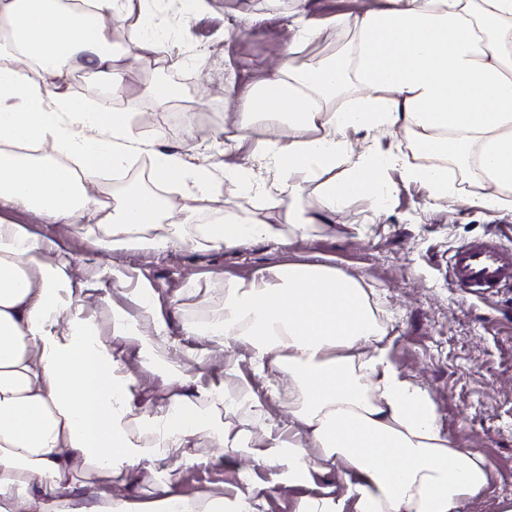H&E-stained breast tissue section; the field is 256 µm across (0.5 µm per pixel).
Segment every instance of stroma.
<instances>
[{
	"mask_svg": "<svg viewBox=\"0 0 512 512\" xmlns=\"http://www.w3.org/2000/svg\"><path fill=\"white\" fill-rule=\"evenodd\" d=\"M379 2L309 0L307 15L320 34L297 55V62L341 57L351 35L337 33L331 18ZM296 8L295 0H205L201 9L192 11L181 0H145L144 11L167 35L161 48L146 58L132 33L136 18H129L125 27L111 28L112 41L122 48L116 67L124 77L111 107L130 114L139 150L124 169L102 173L90 187L93 195L110 206L121 203L129 192L123 184L127 174L151 171L153 152L162 150L181 154L190 167L213 173L211 187L191 201L199 223H213L227 213L256 221L283 219L284 208L265 167L255 166L258 188L247 191L225 179L224 166L250 160L251 145L234 141L240 98L270 78L265 63L270 49L287 52ZM249 14L263 17L253 32L244 26ZM176 57L182 58V65H173ZM153 83L172 89L166 103L145 95V87ZM374 142L393 148L410 164L437 161L436 156L417 152L397 128L349 133L346 148L357 154ZM448 169L455 179L454 199L427 203L423 191L407 185L394 168L386 175L392 193L383 215H375L369 197L356 196L332 215L329 228L314 242L287 251L256 242L224 252L193 242L163 253L135 248L112 252L99 246L102 229L83 232L72 224L40 223L21 209L0 211L1 217L54 238L73 263L101 272L108 287L89 291L88 314L114 359L133 379L143 415L162 413L172 395L203 387L248 391L266 417L261 424L247 409L228 401L211 402L213 429L183 447L165 449L161 460L137 468L128 481L99 480L96 491L147 502L153 485L166 480L191 502L223 500L227 512L241 494L254 495L259 512H300L305 501L321 496L327 487L335 488L337 498H345L342 466L323 470L319 451L309 440L301 442L311 461L302 480L288 481L283 466L253 462V452L268 443L267 426L287 423L298 409L288 401L287 376L270 368L258 372L244 343L222 350L184 333L186 325L203 323L223 309L225 291L233 282L270 266L308 262L319 255L364 278L372 307L389 326L394 363L431 394L449 440L482 454L490 475L488 492L462 512H502L512 501V285L488 295H463L453 282L449 256L455 248L480 240L512 251V212L477 205L479 186L471 168L452 163ZM116 273L153 290L155 313L164 322L160 343L167 367L143 363L137 345L118 335L115 308L142 323L148 316L131 301L128 288L112 285ZM218 430L241 436V447L216 450Z\"/></svg>",
	"mask_w": 512,
	"mask_h": 512,
	"instance_id": "35a3bbf8",
	"label": "stroma"
}]
</instances>
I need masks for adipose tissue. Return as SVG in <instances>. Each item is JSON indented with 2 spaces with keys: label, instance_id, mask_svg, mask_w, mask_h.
Returning <instances> with one entry per match:
<instances>
[{
  "label": "adipose tissue",
  "instance_id": "obj_1",
  "mask_svg": "<svg viewBox=\"0 0 512 512\" xmlns=\"http://www.w3.org/2000/svg\"><path fill=\"white\" fill-rule=\"evenodd\" d=\"M91 4L85 11L62 0H0V30L14 49L0 55V206L22 207L45 224L102 226L106 249L182 248L184 226L196 220L192 207L182 223L165 224L156 197L135 193L109 208L88 191L103 169L123 167L134 143L129 113L88 110L67 91L68 70L80 63L95 79L118 83L120 50L109 23L134 12L136 0ZM333 23L354 32L346 62L313 59L301 67L285 54L272 79L241 103L235 139L253 141L266 162L286 222L228 216L200 226L201 240L227 251L314 240L353 195L370 196L385 212L391 187L384 174L398 166L428 200L453 196L447 165L403 167L377 145L351 156L345 138L352 130L401 127L418 151L472 166L485 188L482 207L512 211V0H385ZM350 83L360 96L337 104ZM265 112L287 117L286 139L253 140ZM47 141L76 166L35 158ZM178 174L199 190L213 182L180 155L155 152L156 181ZM314 180L320 190L307 209L300 197ZM71 271L54 239L0 219V512H17L22 499L34 512H225L223 501L192 504L164 481L146 503L88 502L91 475L129 474L197 435L210 422L206 402L214 394L177 395L162 414L139 417L133 382L86 315ZM184 331L222 349L244 342L258 367L296 382L302 407L270 428L257 463L284 466L297 479L309 462L296 440L309 438L325 466L343 464L355 512H461L487 493L482 455L449 441L428 392L390 359L387 327L362 278L325 262L272 266L235 282L222 311ZM135 421L152 446L136 444ZM64 489L70 498H61Z\"/></svg>",
  "mask_w": 512,
  "mask_h": 512
}]
</instances>
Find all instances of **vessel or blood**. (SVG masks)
I'll use <instances>...</instances> for the list:
<instances>
[{"label":"vessel or blood","mask_w":512,"mask_h":512,"mask_svg":"<svg viewBox=\"0 0 512 512\" xmlns=\"http://www.w3.org/2000/svg\"><path fill=\"white\" fill-rule=\"evenodd\" d=\"M450 266L457 288L469 295L512 284V253L488 242L458 247Z\"/></svg>","instance_id":"obj_1"}]
</instances>
